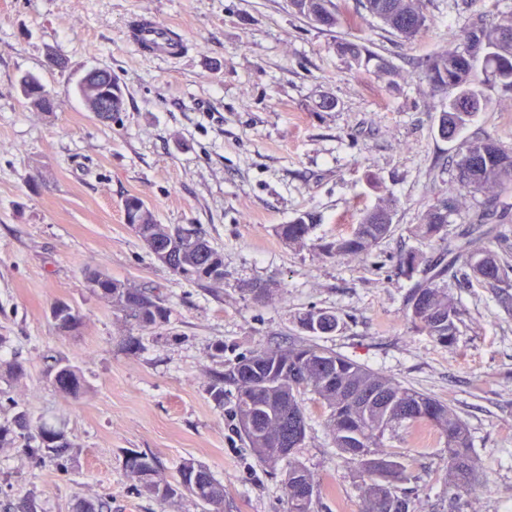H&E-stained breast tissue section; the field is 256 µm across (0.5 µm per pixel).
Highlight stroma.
Here are the masks:
<instances>
[{
    "mask_svg": "<svg viewBox=\"0 0 512 512\" xmlns=\"http://www.w3.org/2000/svg\"><path fill=\"white\" fill-rule=\"evenodd\" d=\"M339 24L313 27L288 0H0V359L25 373L0 375V420L19 411L61 424L75 446L67 472L18 448H0V512L32 498L37 512H74L77 499L109 512H202L184 497L169 506L137 493L123 469L134 449L156 458L163 476L204 464L224 485V512H285L281 476L271 475L237 432L235 390L210 394L213 373L241 354L306 340L297 318L328 310L338 329L316 344L451 405L466 423L486 474L482 512H512V285L489 288L448 267L461 307L448 348L405 318L417 281L400 263L433 255L413 233L440 198L456 206L450 235L469 227L484 193L457 178L458 145L438 137L447 103L430 83L428 60L460 47L483 18H512V0H423L428 24L408 41L366 14L359 0H334ZM148 12L177 27L179 58L144 57L125 26ZM365 44L399 74L388 85L336 51ZM66 68L54 66V59ZM112 70L124 109L102 122L79 84L94 67ZM31 75L57 103L24 104ZM490 100L464 136L512 144V89L484 88ZM140 197L162 224H191L224 255V282L180 280L124 220ZM396 204L389 234L359 259H327L318 240L349 232L379 203ZM319 222L293 249L277 225L304 212ZM97 269L160 295L168 329H131L85 286ZM268 288L255 300L253 284ZM84 316L74 333L51 320L57 302ZM67 358L88 389L56 392L46 356ZM307 435L297 458L317 478L319 512H360V473L333 448L314 394L302 397ZM413 474L399 484L412 512H448V456L436 434L420 440L403 425L386 433Z\"/></svg>",
    "mask_w": 512,
    "mask_h": 512,
    "instance_id": "obj_1",
    "label": "stroma"
}]
</instances>
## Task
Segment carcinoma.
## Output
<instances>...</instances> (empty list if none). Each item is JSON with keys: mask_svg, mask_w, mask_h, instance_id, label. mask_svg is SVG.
Segmentation results:
<instances>
[{"mask_svg": "<svg viewBox=\"0 0 512 512\" xmlns=\"http://www.w3.org/2000/svg\"><path fill=\"white\" fill-rule=\"evenodd\" d=\"M363 9L407 40L415 39L427 26L428 18L422 0H361ZM290 7L309 23L333 28L338 23L331 0H289ZM481 32L487 54L471 63L459 52L429 58L430 82L448 94L443 114V138L448 132L460 134L471 117L486 110L489 100L483 86L497 81L512 88V24L473 25L466 38ZM338 50L357 67H366L374 54L363 44L341 42ZM108 79L93 77L80 84V93L87 107L95 105L96 97L107 87L112 96L124 97L118 78L107 71ZM24 103L51 112L53 100L44 96L43 85L37 78L24 76L19 81ZM472 91L481 107L459 108L454 100L455 89ZM456 169L458 178L468 187L481 191L495 188L497 192L475 213L472 223H491V216L501 204V196L512 192V148L499 139L485 134L461 141ZM393 204L389 201L366 212L349 233L323 238L319 253L327 258H359L369 255L386 237L392 225ZM125 223L151 226L152 234L161 241L178 235L187 249L182 258L169 266L180 279L204 287L224 283V255L214 248L202 232L180 225L161 224L153 211L137 196L124 200ZM453 203L443 198L432 206L415 227V235L436 244L439 257L432 261L422 253L410 251L401 264L413 274L423 267L425 277L416 282L407 298L406 319L436 342L451 347L457 340V322L461 309L443 285L448 272L447 256L464 261L473 278L492 288L508 279L512 263L483 245L488 234L483 233L468 243H458L448 237L449 217ZM317 225L316 215L303 213L276 228L278 237L290 246L302 247ZM202 242L205 255L189 249L191 240ZM139 303L122 304L119 291H113L112 306L122 312L133 327L163 329L171 322L172 309L158 295L135 289ZM52 320L55 328L70 333L81 324L80 313L66 302L56 304ZM301 328L313 335L336 330V315L326 311H309L299 317ZM47 378L59 393L78 397L85 393L81 372L63 357H46ZM235 389L234 419L256 459L268 471L276 473L282 462H288L284 484L288 490L287 512H318L320 485L312 473L296 457V451L284 455V439L294 423L307 429V415L301 395L311 392L320 406L328 410L325 426L332 445L349 462L366 475L359 486L361 512H410V501L397 493V485L410 480L407 466L398 452L383 450L385 432L406 424L417 433L435 430L444 437L448 454V499L457 504L461 498L482 484L467 426L449 404L415 388L395 383L338 353L314 344L294 343L286 348H262L236 358L227 364L224 373L216 376L211 396L224 401V385ZM21 440L24 453L37 459H50L57 467L67 468L72 460L74 445L61 427L40 423L31 425L27 413L18 412L0 424V447ZM123 466L135 482L139 493L162 505L172 504L189 494L203 506L205 512H224V484L203 465L183 462L177 478L159 476L156 463L147 454L135 450L124 453Z\"/></svg>", "mask_w": 512, "mask_h": 512, "instance_id": "obj_1", "label": "carcinoma"}]
</instances>
